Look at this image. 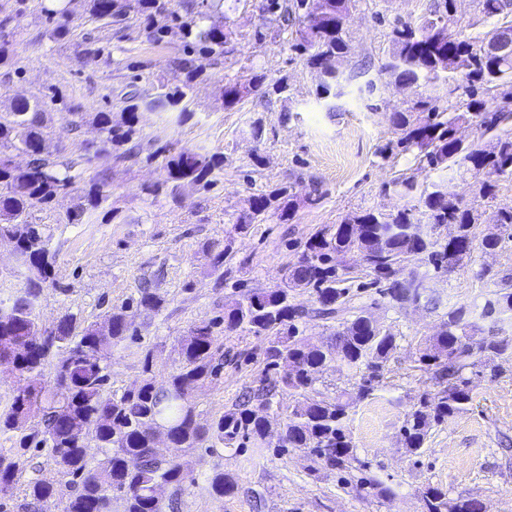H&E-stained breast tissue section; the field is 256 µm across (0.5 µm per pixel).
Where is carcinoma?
<instances>
[{"label": "carcinoma", "instance_id": "obj_1", "mask_svg": "<svg viewBox=\"0 0 512 512\" xmlns=\"http://www.w3.org/2000/svg\"><path fill=\"white\" fill-rule=\"evenodd\" d=\"M91 21L105 26L121 24L130 15L129 0H87ZM136 13L144 19L155 41H161L176 28L183 40L186 58L175 62L184 77L173 87L161 85L165 92L153 97L149 107L159 112L186 114L194 86L204 68L187 58L219 54L232 32L207 24L210 10L222 7L221 0H184L190 8L181 15L172 0H135ZM307 0H266L264 13L271 23L296 26L292 48L307 55V64L321 71L324 82L321 95H330L340 86L336 61L346 53L344 22L354 0H319L320 11L305 9ZM482 13L496 24L485 33L512 32V0H481ZM26 12V0H14L0 17V69L5 74L17 71L13 23ZM52 28L51 40L66 41L72 19L64 8L43 6ZM455 24V0H442L435 18L399 22L392 29L393 52L384 71L396 82L419 87L447 85L449 93L461 92L456 100L437 105L432 96L412 100L406 108L390 117L397 139L388 141L379 156L388 160L402 153H413L438 181L424 189L404 174L390 185L407 205L395 213L384 214L362 209L347 214L338 224L317 229L302 245L298 261L288 269L282 288L256 289L245 300L224 307V317L200 321L180 342L181 363L161 387L149 379L124 390L107 391V369L112 348L123 342L131 328L126 310L108 311L101 320L82 322L75 314L56 319L49 335L38 341L31 336L38 322V302L44 291L57 286L51 236L43 224L30 222L33 210L50 204L61 192L74 187L82 174L72 173L76 162L59 161L45 152L49 132L43 125L40 100L48 99L76 114L56 89L42 99H15L10 111L0 112V238L13 241L25 256L27 275L22 286L9 299L13 316L0 320V365L24 381L12 403L0 411V433L19 434L17 448L22 456L30 448L47 447L55 470L72 477L73 492L59 495L57 483L39 478L27 485L26 495L35 503L62 506L60 512H110L112 495L121 497L124 512H165L166 505L155 499L160 484L182 486L187 480L178 456L160 458L151 430L166 425L176 449L194 448L208 437L226 448H238L247 442L264 445L267 432L265 416L246 406L233 408L200 426L191 414L195 389L217 376L218 347L214 328L222 325L231 332L247 330L268 336L264 350L265 367L255 395L270 405L275 389L289 392L295 405L288 413L285 427L291 448H308L327 466L342 468L353 459V445L347 429L350 401L367 397L372 381L380 377L396 349V336L369 320L368 313L351 304L354 266L348 261L356 253L370 281L364 288L377 293L394 307L403 308L426 296L424 277L407 270V263L418 254L431 257L434 269L444 267L448 246L457 260L472 259L475 241L484 251L498 248L503 233L512 229V208L496 211L491 219L495 230L476 234L479 215L448 190V173L475 178V194L482 199L495 196L499 181L512 179V48L500 53L484 51L483 41H475L452 30ZM263 77L254 74L244 83L225 85L224 107L232 108L257 89ZM138 104L127 105L116 121L110 112H98L93 120L102 135V143L115 153V159L131 155L129 147L136 133ZM469 124L480 137H491L494 146L485 148L480 141L465 142L457 137V128ZM29 157L26 165L14 161V153ZM166 160L164 180L148 184L142 191L153 197L176 198L185 186L210 183L220 170L223 158L175 147L167 142L153 152ZM83 206L97 208L112 195L109 177L97 173L87 180ZM282 201L281 216L293 218L298 195L291 186L278 187L251 199L250 212L237 218L235 230L245 233L265 219L271 201ZM452 225L455 232L447 239L435 237L441 226ZM307 288L315 295L317 307L308 311L291 302L292 293ZM136 306L158 309L162 300L148 288L138 290ZM339 322L333 333L340 365L365 366L369 371L350 400L317 399L315 378L333 361L331 352L310 344L300 324L310 316ZM512 317V291H500L488 299L481 316L484 319ZM487 336H482V333ZM69 349V355L53 359L54 352ZM512 350V340L494 331H485L470 320V311L451 308L437 333L420 343L419 370L432 374L438 390L421 396L419 408L407 414L402 427L404 445L411 452L422 448L430 427L463 413L472 403V395L463 377L469 360L480 356L492 359ZM53 368V385L42 383L46 366ZM84 425L90 431L102 458L91 463L85 442L74 434ZM18 472L15 460L0 456V494L14 488ZM211 487L219 498L230 496L235 483L227 474L216 473ZM425 512H484L476 497L450 499L435 487L422 494Z\"/></svg>", "mask_w": 512, "mask_h": 512}]
</instances>
